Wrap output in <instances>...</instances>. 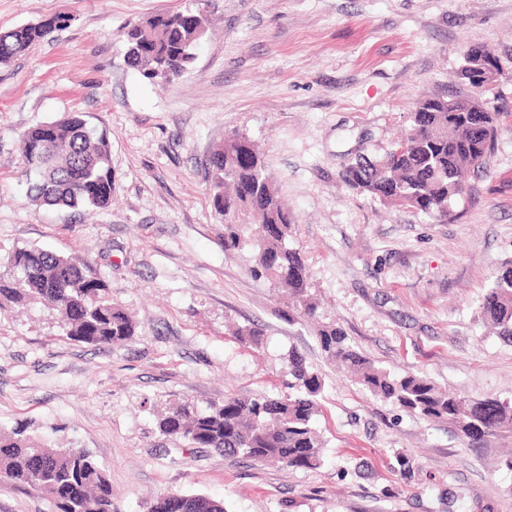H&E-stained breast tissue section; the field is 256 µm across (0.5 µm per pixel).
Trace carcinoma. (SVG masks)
<instances>
[{
  "label": "carcinoma",
  "instance_id": "cac0c4a2",
  "mask_svg": "<svg viewBox=\"0 0 512 512\" xmlns=\"http://www.w3.org/2000/svg\"><path fill=\"white\" fill-rule=\"evenodd\" d=\"M206 25L201 11L147 17L124 33L127 59L145 78L170 82L193 63ZM61 28L42 20L0 32V66ZM484 108L473 97L424 95L416 100L401 140L379 160L349 164L341 177L360 194L446 221L452 202L467 191L468 175L495 152L500 113ZM23 160L29 193L40 205L105 209L112 202L109 138L80 112L64 113L25 132ZM208 179L214 209L224 220V250L251 247L250 273L288 291L300 315L315 317L305 257L290 244L291 215L254 142L237 130L229 132L209 159ZM109 291L93 262L36 247L12 252L7 271L0 273V302L46 301L58 310L69 339L96 346L123 345L137 334L136 322L112 303ZM480 309L498 335L512 338V264L493 275ZM236 336L257 346L262 332L253 324L237 328ZM317 336L328 358L375 396L408 413L446 419L470 440L512 428V400H469L416 374L394 375L355 351L333 322L321 323ZM288 377L283 394L226 395L204 409L185 401L162 414L157 428L228 460L247 457L313 468L321 460L322 439L313 419L324 381L296 351L288 353ZM0 483L40 491L53 512H115L110 479L89 451L47 449L20 429L0 431ZM149 512H224V503L202 494L165 493Z\"/></svg>",
  "mask_w": 512,
  "mask_h": 512
}]
</instances>
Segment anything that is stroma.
Wrapping results in <instances>:
<instances>
[{"label": "stroma", "mask_w": 512, "mask_h": 512, "mask_svg": "<svg viewBox=\"0 0 512 512\" xmlns=\"http://www.w3.org/2000/svg\"><path fill=\"white\" fill-rule=\"evenodd\" d=\"M185 9L209 19L194 63L170 83L144 78L123 31ZM55 15L69 25L0 66V273L21 247L92 259L138 328L99 348L62 336L49 306L0 305V429L91 452L117 512H148L169 492L225 512H512V430L471 441L341 372L314 325L289 319L288 295L251 275L249 249L225 251L206 177L225 135L246 133L291 213L321 320L391 372L511 400L512 342L480 306L512 261V0H0V32ZM474 46L496 62L481 88L457 77ZM444 91L479 98L507 126L447 221L346 186L349 162L382 157L415 100ZM65 112L109 136L108 209L27 195L22 136ZM251 323L261 347L234 334ZM292 349L325 382L319 466L231 462L158 432L176 402L284 392Z\"/></svg>", "instance_id": "35a3bbf8"}]
</instances>
